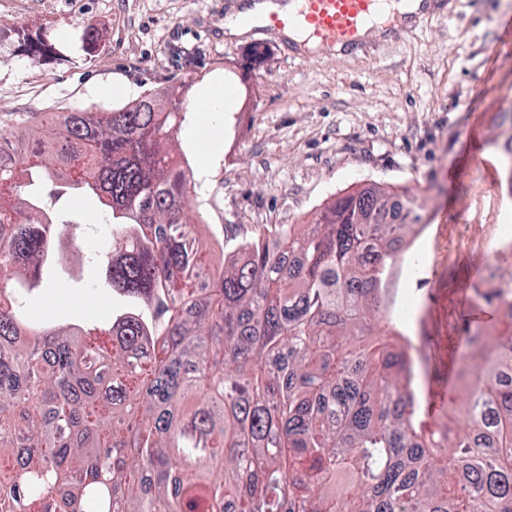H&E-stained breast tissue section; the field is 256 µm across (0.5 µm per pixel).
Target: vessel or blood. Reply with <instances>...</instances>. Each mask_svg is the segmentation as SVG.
<instances>
[{
	"instance_id": "1",
	"label": "vessel or blood",
	"mask_w": 512,
	"mask_h": 512,
	"mask_svg": "<svg viewBox=\"0 0 512 512\" xmlns=\"http://www.w3.org/2000/svg\"><path fill=\"white\" fill-rule=\"evenodd\" d=\"M388 0H299L296 12L270 13L263 21L267 30L302 33L306 39L351 50L362 47L370 22Z\"/></svg>"
}]
</instances>
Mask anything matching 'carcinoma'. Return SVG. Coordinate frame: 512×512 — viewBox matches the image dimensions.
<instances>
[{
  "label": "carcinoma",
  "instance_id": "cac0c4a2",
  "mask_svg": "<svg viewBox=\"0 0 512 512\" xmlns=\"http://www.w3.org/2000/svg\"><path fill=\"white\" fill-rule=\"evenodd\" d=\"M187 108L181 83L73 110L0 170L97 199L100 285L121 302L91 324L36 315L62 224L37 194L0 203V512H512V336L466 328L469 383L438 412L393 342L383 288L414 197L356 190L208 268L169 147ZM470 288L500 310L502 292Z\"/></svg>",
  "mask_w": 512,
  "mask_h": 512
}]
</instances>
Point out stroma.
<instances>
[{
  "label": "stroma",
  "instance_id": "35a3bbf8",
  "mask_svg": "<svg viewBox=\"0 0 512 512\" xmlns=\"http://www.w3.org/2000/svg\"><path fill=\"white\" fill-rule=\"evenodd\" d=\"M241 2L0 0V137L18 148L45 113L105 111L181 82L194 104L223 78L233 96L216 144L206 150L191 136L194 111L173 141L191 169L201 155L211 161L194 201L208 265H223L225 252L263 228L312 223L359 187L405 190L427 225L414 248L429 261L431 244L448 239V263L428 284L404 274L389 284L418 304L429 367L455 361L464 322L506 332L492 308L475 305L470 284L512 231V54L489 52L512 0H434L433 20L413 34H372L352 54L295 51L270 32L226 37L224 19ZM17 29L54 44L53 57L31 62ZM256 44L265 51L258 62ZM55 209L77 225L81 256L46 270L32 303L39 310L55 296L69 320L86 321L112 306L103 290L87 298L97 273L81 262L103 251L89 230L101 214L90 201L62 199Z\"/></svg>",
  "mask_w": 512,
  "mask_h": 512
}]
</instances>
